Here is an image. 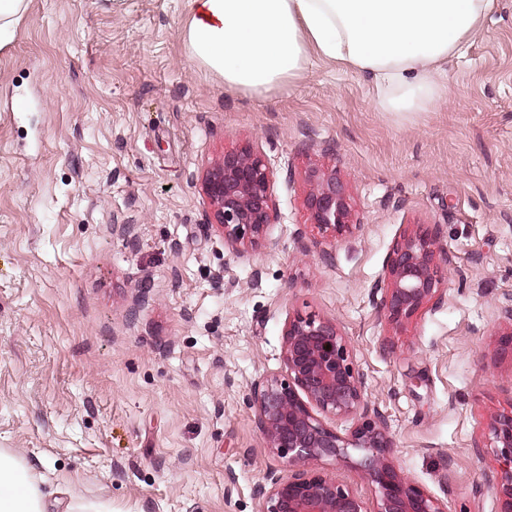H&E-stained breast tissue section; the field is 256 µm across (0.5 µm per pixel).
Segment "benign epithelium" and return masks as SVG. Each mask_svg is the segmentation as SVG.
Instances as JSON below:
<instances>
[{
  "instance_id": "1",
  "label": "benign epithelium",
  "mask_w": 512,
  "mask_h": 512,
  "mask_svg": "<svg viewBox=\"0 0 512 512\" xmlns=\"http://www.w3.org/2000/svg\"><path fill=\"white\" fill-rule=\"evenodd\" d=\"M273 172L250 148L224 153L207 171L203 192L224 243L236 249L256 248L276 223L271 191ZM305 207L318 233L343 238L354 226L348 184L336 170L312 167L306 174ZM439 226L426 224L398 240L387 266V283L377 288L380 313L401 324L438 296L451 259L438 251ZM283 362L287 377H261L252 384L255 423L268 448L288 459V473L275 471L256 491L257 512H367L346 485L310 466L323 459L346 461L358 452L356 465L378 495L377 512H446L445 506L405 476L391 456L385 418L370 407L363 381L350 357L349 345L336 323L299 313L288 316ZM353 420L342 435L326 426L315 411ZM493 448L502 473L496 483L499 512H512V412L490 425Z\"/></svg>"
}]
</instances>
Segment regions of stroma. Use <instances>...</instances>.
Listing matches in <instances>:
<instances>
[{"mask_svg":"<svg viewBox=\"0 0 512 512\" xmlns=\"http://www.w3.org/2000/svg\"><path fill=\"white\" fill-rule=\"evenodd\" d=\"M187 24L184 0H28L0 48V448L48 512H257V485L288 462L255 425L251 384L286 377L299 311L345 336L404 474L448 512H498L512 0L445 63L429 112L383 111L368 75L317 58L265 94L229 88L192 57ZM244 147L273 172L279 218L238 253L201 180ZM313 166L350 186L346 238L309 226ZM423 224L453 264L439 298L392 325L373 294ZM318 467L375 512L358 467Z\"/></svg>","mask_w":512,"mask_h":512,"instance_id":"35a3bbf8","label":"stroma"}]
</instances>
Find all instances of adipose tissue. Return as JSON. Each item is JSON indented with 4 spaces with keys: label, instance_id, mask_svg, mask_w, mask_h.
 Here are the masks:
<instances>
[{
    "label": "adipose tissue",
    "instance_id": "obj_1",
    "mask_svg": "<svg viewBox=\"0 0 512 512\" xmlns=\"http://www.w3.org/2000/svg\"><path fill=\"white\" fill-rule=\"evenodd\" d=\"M193 58L227 87L262 95L317 57L370 75L387 112H422L448 94L492 0H185ZM34 478L0 449V512H44Z\"/></svg>",
    "mask_w": 512,
    "mask_h": 512
}]
</instances>
